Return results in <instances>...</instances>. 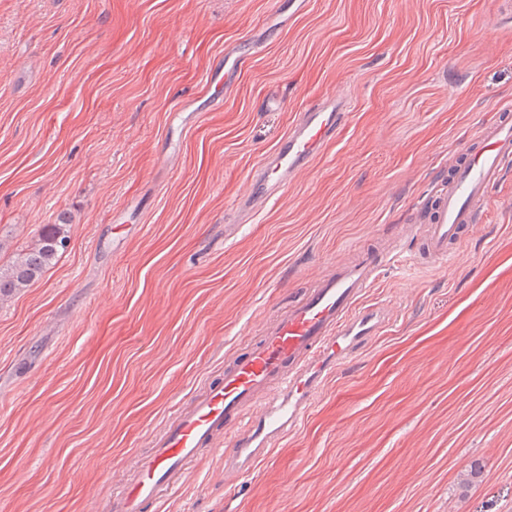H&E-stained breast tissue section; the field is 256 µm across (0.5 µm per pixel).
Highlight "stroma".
I'll return each instance as SVG.
<instances>
[{
  "label": "stroma",
  "instance_id": "1",
  "mask_svg": "<svg viewBox=\"0 0 512 512\" xmlns=\"http://www.w3.org/2000/svg\"><path fill=\"white\" fill-rule=\"evenodd\" d=\"M256 40L211 102L215 61ZM329 94L348 122L235 223ZM511 111L512 0H0V265L70 219L0 302V512H106L179 399L353 250L427 223L449 159ZM371 298L389 326L267 460L229 487L216 449L144 512H512V172L447 266L388 268ZM56 221L58 224H50L33 249L17 254L6 268L0 266L1 301L39 280L66 251L61 244L69 243L65 233V224L69 221L64 213L59 214Z\"/></svg>",
  "mask_w": 512,
  "mask_h": 512
}]
</instances>
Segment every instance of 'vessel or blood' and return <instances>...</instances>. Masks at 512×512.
Instances as JSON below:
<instances>
[{
	"mask_svg": "<svg viewBox=\"0 0 512 512\" xmlns=\"http://www.w3.org/2000/svg\"><path fill=\"white\" fill-rule=\"evenodd\" d=\"M347 111L343 98L328 96L296 113L287 134L256 167L248 194L237 203L239 216L251 217L277 196L335 138ZM510 165L512 124H492L455 162L430 222L413 228V236L425 241L423 264L447 265L465 228L485 218L491 193ZM406 260L398 246L354 253L303 298L277 310L263 325L261 341L228 359L222 383L178 404L149 452L132 469L114 474L109 512H137L141 502L169 495L216 440L225 444L226 480L266 457L274 442L298 426L324 378L384 330V308L367 298L382 267Z\"/></svg>",
	"mask_w": 512,
	"mask_h": 512,
	"instance_id": "b4317fda",
	"label": "vessel or blood"
}]
</instances>
